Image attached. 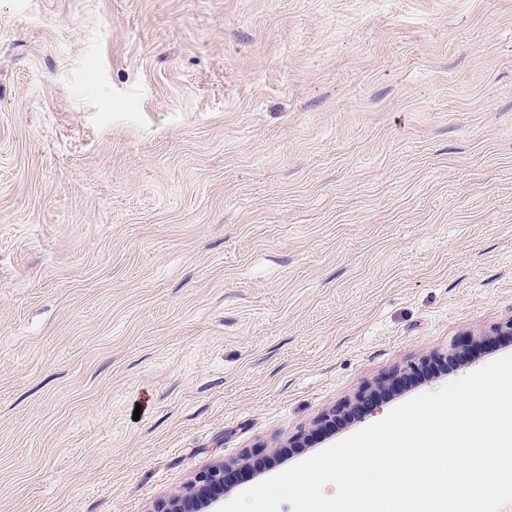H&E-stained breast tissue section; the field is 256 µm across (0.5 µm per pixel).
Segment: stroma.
Returning <instances> with one entry per match:
<instances>
[{
  "label": "stroma",
  "instance_id": "35a3bbf8",
  "mask_svg": "<svg viewBox=\"0 0 512 512\" xmlns=\"http://www.w3.org/2000/svg\"><path fill=\"white\" fill-rule=\"evenodd\" d=\"M510 318L512 0H0V512L248 489Z\"/></svg>",
  "mask_w": 512,
  "mask_h": 512
}]
</instances>
